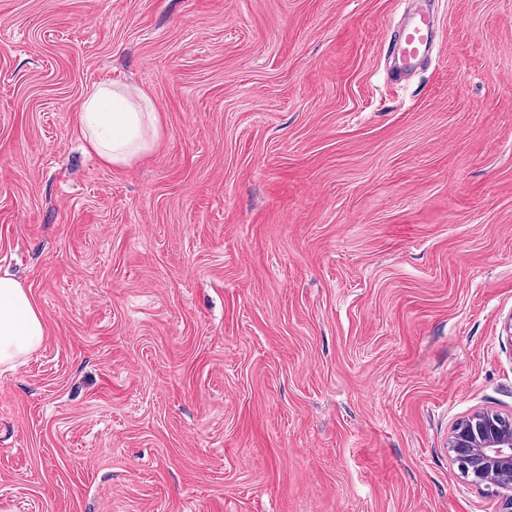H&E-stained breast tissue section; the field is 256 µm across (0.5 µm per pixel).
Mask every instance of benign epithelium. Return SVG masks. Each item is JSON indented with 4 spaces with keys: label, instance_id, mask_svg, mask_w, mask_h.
Here are the masks:
<instances>
[{
    "label": "benign epithelium",
    "instance_id": "obj_1",
    "mask_svg": "<svg viewBox=\"0 0 512 512\" xmlns=\"http://www.w3.org/2000/svg\"><path fill=\"white\" fill-rule=\"evenodd\" d=\"M448 453L464 481L494 494L496 512H512V414L486 410L458 421Z\"/></svg>",
    "mask_w": 512,
    "mask_h": 512
}]
</instances>
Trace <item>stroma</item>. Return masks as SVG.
<instances>
[{
	"mask_svg": "<svg viewBox=\"0 0 512 512\" xmlns=\"http://www.w3.org/2000/svg\"><path fill=\"white\" fill-rule=\"evenodd\" d=\"M431 3L395 83L406 0H0V512H495L448 432L512 414V0ZM433 19L426 9L417 7L400 25L397 56L405 70L413 68L431 42ZM152 100L141 89L116 82L100 83L85 95L78 124L90 149L112 167L131 165L149 152L161 135ZM45 339L41 315L21 283L0 274V366H13L38 350Z\"/></svg>",
	"mask_w": 512,
	"mask_h": 512,
	"instance_id": "35a3bbf8",
	"label": "stroma"
}]
</instances>
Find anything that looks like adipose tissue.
I'll return each mask as SVG.
<instances>
[{
    "label": "adipose tissue",
    "instance_id": "1",
    "mask_svg": "<svg viewBox=\"0 0 512 512\" xmlns=\"http://www.w3.org/2000/svg\"><path fill=\"white\" fill-rule=\"evenodd\" d=\"M90 149L113 167L131 165L161 135L152 100L141 89L112 82L93 86L77 112ZM45 339L41 315L21 283L0 273V366H12L38 350Z\"/></svg>",
    "mask_w": 512,
    "mask_h": 512
}]
</instances>
